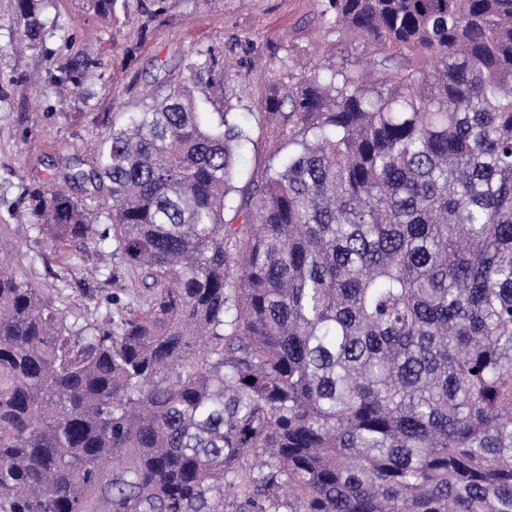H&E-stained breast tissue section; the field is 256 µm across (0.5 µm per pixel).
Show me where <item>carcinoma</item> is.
<instances>
[{"instance_id":"1","label":"carcinoma","mask_w":512,"mask_h":512,"mask_svg":"<svg viewBox=\"0 0 512 512\" xmlns=\"http://www.w3.org/2000/svg\"><path fill=\"white\" fill-rule=\"evenodd\" d=\"M319 4L386 72L288 55L244 184L204 49L67 174L139 300L75 330L0 262V512H512V0ZM39 197L32 229L94 234ZM252 142L248 143L241 152L239 160V169L242 175L252 172L256 168H260L268 160L272 151L269 130L258 128L253 122Z\"/></svg>"}]
</instances>
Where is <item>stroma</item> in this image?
Returning <instances> with one entry per match:
<instances>
[{
    "instance_id": "stroma-1",
    "label": "stroma",
    "mask_w": 512,
    "mask_h": 512,
    "mask_svg": "<svg viewBox=\"0 0 512 512\" xmlns=\"http://www.w3.org/2000/svg\"><path fill=\"white\" fill-rule=\"evenodd\" d=\"M44 20L30 46L13 0H0V256L18 258V275L74 322L104 316L112 295L136 301L139 281L95 239L18 231L46 179L63 178L147 93L182 82L195 48L215 57L195 88L200 111L246 119L286 80L287 55L328 66L344 46L322 30L316 0H126L108 20L87 0H46ZM67 72L64 94L56 82Z\"/></svg>"
}]
</instances>
